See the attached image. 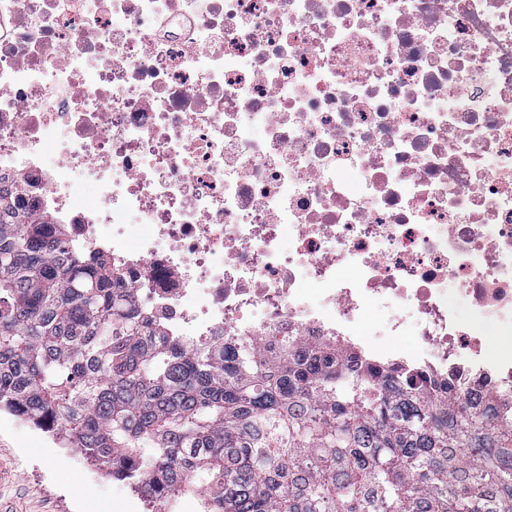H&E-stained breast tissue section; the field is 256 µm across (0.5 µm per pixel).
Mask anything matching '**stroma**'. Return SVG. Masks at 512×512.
<instances>
[{"label": "stroma", "mask_w": 512, "mask_h": 512, "mask_svg": "<svg viewBox=\"0 0 512 512\" xmlns=\"http://www.w3.org/2000/svg\"><path fill=\"white\" fill-rule=\"evenodd\" d=\"M206 484L197 477L196 492L170 510L141 500L133 485L112 477L82 449L0 409V512H87L91 498L100 501L98 512H200L197 492Z\"/></svg>", "instance_id": "obj_1"}]
</instances>
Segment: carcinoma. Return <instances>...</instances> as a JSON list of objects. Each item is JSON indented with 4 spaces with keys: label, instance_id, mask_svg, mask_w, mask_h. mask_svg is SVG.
Returning a JSON list of instances; mask_svg holds the SVG:
<instances>
[{
    "label": "carcinoma",
    "instance_id": "1",
    "mask_svg": "<svg viewBox=\"0 0 512 512\" xmlns=\"http://www.w3.org/2000/svg\"><path fill=\"white\" fill-rule=\"evenodd\" d=\"M185 346L97 252L0 219V407L202 512H512V413L314 346Z\"/></svg>",
    "mask_w": 512,
    "mask_h": 512
}]
</instances>
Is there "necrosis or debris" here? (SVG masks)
<instances>
[{
	"instance_id": "1",
	"label": "necrosis or debris",
	"mask_w": 512,
	"mask_h": 512,
	"mask_svg": "<svg viewBox=\"0 0 512 512\" xmlns=\"http://www.w3.org/2000/svg\"><path fill=\"white\" fill-rule=\"evenodd\" d=\"M0 190L185 344L512 407V0H0Z\"/></svg>"
}]
</instances>
